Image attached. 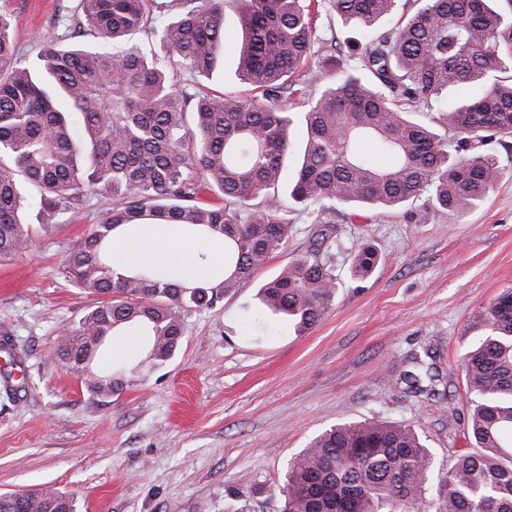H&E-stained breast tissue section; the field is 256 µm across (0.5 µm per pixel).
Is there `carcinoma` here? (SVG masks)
Returning <instances> with one entry per match:
<instances>
[{"label": "carcinoma", "mask_w": 512, "mask_h": 512, "mask_svg": "<svg viewBox=\"0 0 512 512\" xmlns=\"http://www.w3.org/2000/svg\"><path fill=\"white\" fill-rule=\"evenodd\" d=\"M218 2L80 0L70 32L39 42L38 70L18 62L0 15V259L32 243L20 218L23 187L37 190L43 224L81 208L92 191L112 197V210L64 265L70 281L101 300L56 347L95 396L118 394L142 367L171 360L182 314L211 308L250 280L285 244L289 213L326 228L314 249L261 285L259 299L264 313L303 332L335 300L338 241L327 224L337 209L351 221L423 198L461 217L505 176L491 146L512 134V32L492 0H240L235 77L245 95L190 93L177 87L172 63L212 78L224 59ZM324 11L357 25L363 42L345 52L335 34L317 37ZM398 11L393 28L374 32ZM140 32L154 37L153 50L133 39ZM456 89L475 94L450 109ZM61 101L80 115L81 135ZM414 112L443 114L447 133L410 119ZM297 121L305 141L295 151L289 129ZM360 142L391 163L371 164ZM136 224H181L224 245V275L195 282L160 268L112 267V234ZM377 259L362 246L351 275L369 276ZM129 325L144 329L142 359L96 371L98 350ZM472 329L481 331L463 360L472 449L448 470L435 512H512V291ZM431 467L430 449L409 426L338 424L289 463L283 512H421ZM0 512L76 506L55 488H38L1 495Z\"/></svg>", "instance_id": "carcinoma-1"}]
</instances>
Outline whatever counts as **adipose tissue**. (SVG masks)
Returning a JSON list of instances; mask_svg holds the SVG:
<instances>
[{
  "label": "adipose tissue",
  "instance_id": "1",
  "mask_svg": "<svg viewBox=\"0 0 512 512\" xmlns=\"http://www.w3.org/2000/svg\"><path fill=\"white\" fill-rule=\"evenodd\" d=\"M192 239L179 224H138L132 231L113 235L112 247L119 251L127 270L166 267L180 259L184 268L195 269Z\"/></svg>",
  "mask_w": 512,
  "mask_h": 512
}]
</instances>
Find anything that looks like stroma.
<instances>
[{"mask_svg":"<svg viewBox=\"0 0 512 512\" xmlns=\"http://www.w3.org/2000/svg\"><path fill=\"white\" fill-rule=\"evenodd\" d=\"M78 0H0L17 58L36 64L35 41L63 33ZM237 0H223L224 70L198 83L238 91ZM494 150L509 171L462 217L424 201L408 211L350 223L336 214L342 240L332 261L341 281L333 305L312 328L261 315L256 293L310 250L317 225L293 215L286 243L255 276L215 307L184 314L174 358L107 399L90 395L56 357L61 329L95 305L69 281L65 259L112 208L91 193L58 223L27 208L29 251L0 261V494L50 486L77 512H282L289 462L331 426L377 419L412 426L433 454L424 494L468 448L470 395L463 357L470 325L512 290V134ZM379 261L352 277L357 249Z\"/></svg>","mask_w":512,"mask_h":512,"instance_id":"1","label":"stroma"}]
</instances>
